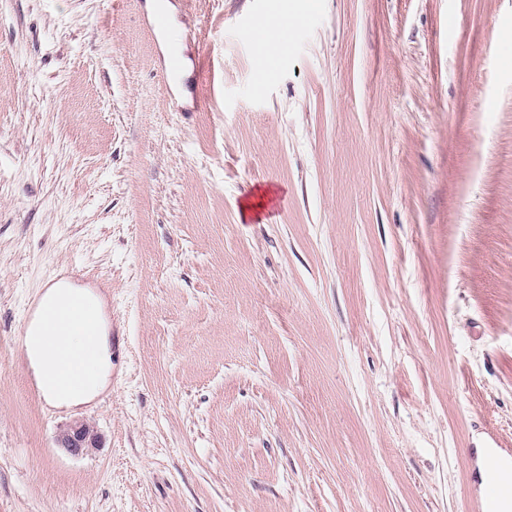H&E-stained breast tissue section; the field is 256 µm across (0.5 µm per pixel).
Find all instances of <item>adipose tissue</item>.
Segmentation results:
<instances>
[{
    "mask_svg": "<svg viewBox=\"0 0 512 512\" xmlns=\"http://www.w3.org/2000/svg\"><path fill=\"white\" fill-rule=\"evenodd\" d=\"M81 302L86 318L65 334L56 335L43 322L45 310ZM101 293L75 285L71 279L56 280L44 288L33 305L23 329V348L34 371L37 389L47 404L70 408L89 402L110 383L112 336ZM81 376L78 386L59 383L62 372Z\"/></svg>",
    "mask_w": 512,
    "mask_h": 512,
    "instance_id": "ef3b65f1",
    "label": "adipose tissue"
}]
</instances>
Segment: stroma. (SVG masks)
Here are the masks:
<instances>
[{"label": "stroma", "mask_w": 512, "mask_h": 512, "mask_svg": "<svg viewBox=\"0 0 512 512\" xmlns=\"http://www.w3.org/2000/svg\"><path fill=\"white\" fill-rule=\"evenodd\" d=\"M170 2L158 38L146 0H0V512H478L512 455V0H319L262 69L300 0ZM173 42L214 66L171 97ZM63 275L112 289V383L54 409L21 330ZM298 17L301 16L293 14L290 17L288 12H284L278 16L276 21H271L269 17H263L256 21L254 40L259 66H263L267 62L272 49L281 45L285 32L293 27V23L298 20ZM56 443L71 455L80 456L98 448L99 437L92 425L84 420H77L60 430ZM502 460L503 458L496 453H489L484 459V465L486 468L482 465L481 481L483 488L490 484L485 497L487 505H495L501 502L512 501V476L505 475L495 481L497 479V475L488 471H500L502 469Z\"/></svg>", "instance_id": "stroma-1"}]
</instances>
